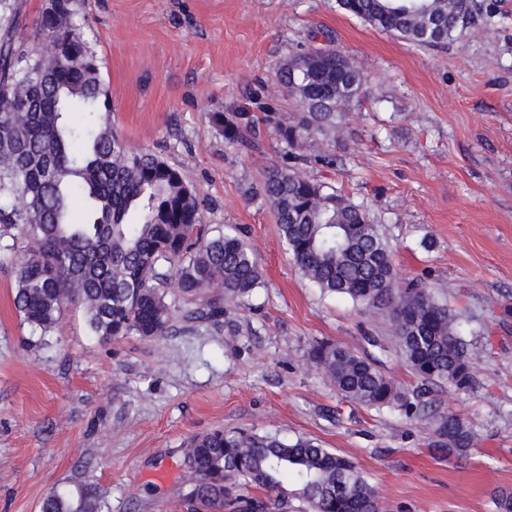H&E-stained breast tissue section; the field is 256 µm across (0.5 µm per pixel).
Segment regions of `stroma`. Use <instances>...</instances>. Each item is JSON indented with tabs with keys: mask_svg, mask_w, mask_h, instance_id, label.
<instances>
[{
	"mask_svg": "<svg viewBox=\"0 0 512 512\" xmlns=\"http://www.w3.org/2000/svg\"><path fill=\"white\" fill-rule=\"evenodd\" d=\"M475 25L416 49L336 8L335 0H78L100 60L114 127L162 154L196 186L202 223L240 227L264 285L223 325L175 317L162 338L89 336L70 304L48 345L28 344L0 263V512H40L53 490H95L110 512H186L184 449L214 429L309 438L352 458L383 512H497L512 490V0H484ZM328 33L362 70L336 169L305 166L369 209L399 277L422 278L458 314L475 389H432L430 408L475 433L471 455L434 451L428 411L406 417L345 399L310 359L312 344L354 348L405 394L418 381L387 317L305 280L272 208L247 198L283 164L228 144L215 112L294 113L275 71Z\"/></svg>",
	"mask_w": 512,
	"mask_h": 512,
	"instance_id": "1",
	"label": "stroma"
}]
</instances>
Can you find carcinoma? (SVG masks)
<instances>
[{
    "label": "carcinoma",
    "instance_id": "cac0c4a2",
    "mask_svg": "<svg viewBox=\"0 0 512 512\" xmlns=\"http://www.w3.org/2000/svg\"><path fill=\"white\" fill-rule=\"evenodd\" d=\"M338 7L419 49L444 47L483 14L478 0H336ZM35 21L31 46L19 36L17 3L0 0V239L16 230L30 250L15 264L13 305L37 342L52 335L70 303L83 308L89 335L162 338L175 303L167 288L205 302L184 318L235 325L228 314L263 287L250 245L232 226L206 236L194 185L163 156L127 146L112 126V99L90 43L75 31L76 0H57ZM278 82L299 112H215L224 140L257 146L261 127L292 150L336 146L348 110L366 94L364 76L329 45L294 53ZM83 120L74 124L70 114ZM268 170L261 196L273 208L302 277L322 292L350 300L368 315L388 311L400 355L428 386L472 388L476 367L448 302L425 282L399 280L392 247L369 210L327 181L299 171L314 162L336 169V153L292 155ZM312 360L348 400L394 407L399 387L376 363L330 342ZM436 447L448 458L469 455L472 429L450 413L433 417ZM184 505L189 512H288L293 498L310 512H381L374 487L348 458L309 439L288 442L254 431L215 430L185 449ZM91 489L54 491L41 512H104Z\"/></svg>",
    "mask_w": 512,
    "mask_h": 512
}]
</instances>
